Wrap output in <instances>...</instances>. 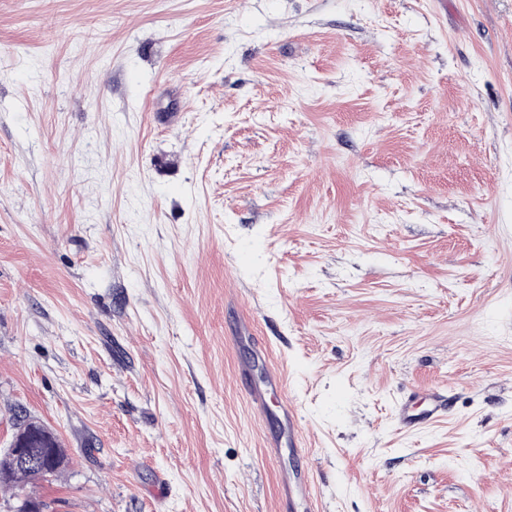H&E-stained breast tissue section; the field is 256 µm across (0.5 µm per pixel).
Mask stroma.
Instances as JSON below:
<instances>
[{"label":"stroma","mask_w":512,"mask_h":512,"mask_svg":"<svg viewBox=\"0 0 512 512\" xmlns=\"http://www.w3.org/2000/svg\"><path fill=\"white\" fill-rule=\"evenodd\" d=\"M272 362L323 512H512V0H0V451L275 512ZM285 390V374L273 363L269 364L266 380L261 384L247 383L243 387L245 399L251 410L258 416H267L270 391ZM421 406L419 409L417 404ZM447 399L439 389L410 391L398 408L399 420L407 429H423L440 421L445 416ZM28 423L26 422L13 435L5 452L4 476L10 473L11 468H35L41 469L42 472H46L49 469V466L43 460H36L31 454L26 452L30 448L29 444L34 439L39 438L36 430L31 425H28ZM51 434L52 440L49 443L40 444V448H30V450L42 459L52 458L54 469L50 476L57 477L66 465V458L58 438L52 431Z\"/></svg>","instance_id":"stroma-1"}]
</instances>
